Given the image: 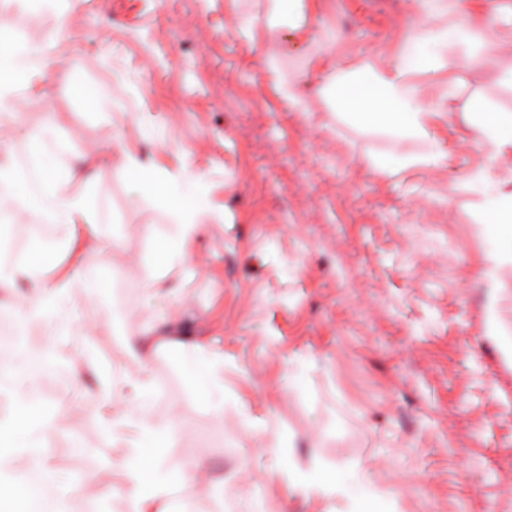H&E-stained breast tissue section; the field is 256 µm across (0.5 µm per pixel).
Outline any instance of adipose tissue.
Wrapping results in <instances>:
<instances>
[{
  "instance_id": "adipose-tissue-1",
  "label": "adipose tissue",
  "mask_w": 512,
  "mask_h": 512,
  "mask_svg": "<svg viewBox=\"0 0 512 512\" xmlns=\"http://www.w3.org/2000/svg\"><path fill=\"white\" fill-rule=\"evenodd\" d=\"M471 29L462 25H442L435 11H428L415 28L408 47L394 61L383 64L362 60L354 67L332 68L316 75L320 93L329 94L337 115L352 125L376 124L400 136L426 140L425 154L399 158V166L437 167L446 153L439 141L435 123L441 106L417 96L412 77L436 70V58L426 56V46L447 47L473 39ZM49 46L22 43L0 48V114L19 112L21 100L18 86L35 88L42 79ZM476 130L483 144L495 155L512 151V114L482 113ZM50 133L37 137L24 165L0 159V196L18 200L29 219L36 223L59 224L68 231V252L79 258L90 245L101 239V226L96 207L87 188L98 177L96 165L89 164L71 171L60 179L56 165L47 163ZM123 168L130 173L128 189L136 197H153L170 209L172 224L160 249L159 261L165 266H183L192 260L196 246L205 233L209 209L194 181L173 175L163 158L142 162L131 152H123ZM41 263L29 262L10 271H0V287H14L25 281L27 291L17 302L14 315L19 325L40 320L49 324V339L40 348L26 347L15 341V363L0 367V381L24 374L36 380L57 361V338L77 324L76 318L64 317V304L70 298L69 285L75 268L60 269L49 282L39 272ZM168 325L165 313H158L136 341L144 358H151L162 345H170L181 357L182 374L188 387L210 400L209 412L214 417L224 414V354L214 350L192 355V342L166 341L163 332ZM134 422L137 437L120 463L127 484L129 512H167V496L190 488L206 463L205 456L176 465L169 464L163 454L168 443L180 431L177 417L157 422L147 402H140ZM52 421L51 413L40 409L34 389L18 394L11 414L0 418V512H62L58 497L60 480L37 456ZM30 459L27 474L14 472L20 456ZM278 479L305 495L332 497L343 485L337 474L323 471L302 472L288 466L278 471Z\"/></svg>"
}]
</instances>
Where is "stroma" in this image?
Segmentation results:
<instances>
[{"label":"stroma","instance_id":"1","mask_svg":"<svg viewBox=\"0 0 512 512\" xmlns=\"http://www.w3.org/2000/svg\"><path fill=\"white\" fill-rule=\"evenodd\" d=\"M315 5V24L295 30L268 0H76L67 17L0 0L12 38L57 44L42 84L0 120V150L24 162L47 129L64 163L93 148L101 171L106 243L82 253L66 307L90 333L62 336L56 369L37 383L38 401L63 410L40 453L64 479L65 512H127L115 463L136 431L105 420L136 403L145 377L155 420L175 409L183 421L169 463L208 457L169 512H350L370 483L394 489L400 512H512V259L496 289L479 277L503 249L482 216L512 181V156L491 158L474 138L479 110L512 113V0H468L464 18L434 0L441 21L466 20L479 38L430 48L438 70L414 76L422 98L447 96L436 127L447 160L391 173L365 157L425 144L339 121L305 74L397 56L413 34L408 0ZM239 16L254 19L250 39L234 29ZM263 51L302 106L276 92ZM95 92L108 107L92 104ZM124 148L165 156L204 190L208 232L193 264L170 272L186 297L170 333L223 349V418L174 357L146 364L128 344L154 321L142 280L171 218L131 200ZM17 210L0 200V260L26 262L36 243L53 252L42 269L53 277L70 261L65 228ZM286 465L338 471L344 491H294L273 476Z\"/></svg>","mask_w":512,"mask_h":512}]
</instances>
